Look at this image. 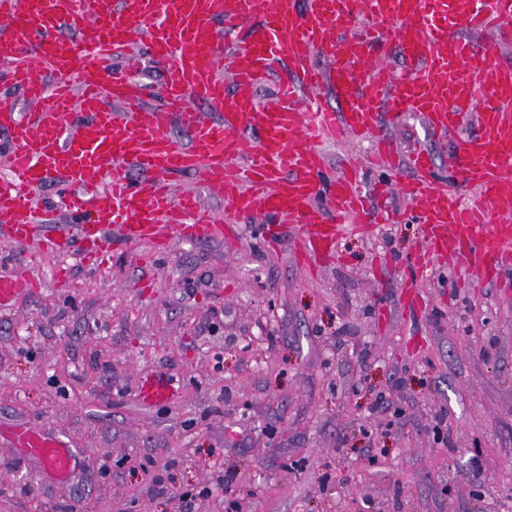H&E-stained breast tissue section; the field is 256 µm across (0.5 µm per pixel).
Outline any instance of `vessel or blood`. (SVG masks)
Returning a JSON list of instances; mask_svg holds the SVG:
<instances>
[{
	"label": "vessel or blood",
	"mask_w": 512,
	"mask_h": 512,
	"mask_svg": "<svg viewBox=\"0 0 512 512\" xmlns=\"http://www.w3.org/2000/svg\"><path fill=\"white\" fill-rule=\"evenodd\" d=\"M241 29L245 38L224 47L223 32ZM491 33L512 36V0H122L117 9L112 0H0V72L23 90L0 93V127L13 133L0 152V231L19 246L82 242L99 270L114 232L161 252L175 237L223 239L210 198L242 217H284L313 268L335 255L340 219L360 231L391 220L359 169L321 184L323 143L370 137L368 167L414 173L400 186L424 227L413 277L434 257L498 279L512 266V63L476 42ZM395 51L399 74L386 63ZM145 52L168 63L154 110L130 76ZM281 56L288 77L276 103L261 104L256 91ZM116 57L124 72L109 69ZM324 92L330 105L317 102ZM409 111L450 138L448 167L477 190L476 203L431 178V152L393 147L385 130ZM187 173L202 192H174L173 177ZM50 182L74 230L43 224L32 193ZM138 392L153 404L168 387L151 378ZM8 440L57 483L77 468L61 438L19 426Z\"/></svg>",
	"instance_id": "vessel-or-blood-1"
}]
</instances>
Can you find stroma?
<instances>
[{"label":"stroma","mask_w":512,"mask_h":512,"mask_svg":"<svg viewBox=\"0 0 512 512\" xmlns=\"http://www.w3.org/2000/svg\"><path fill=\"white\" fill-rule=\"evenodd\" d=\"M388 135L447 179L451 143L419 117ZM390 205L392 223L345 235L314 272L273 218L230 217L223 240L162 254L115 239L100 271L0 236V272L33 283L0 307V429L79 457L62 486L0 437V512H181L149 459L166 484L207 490L198 512H512V287L449 261L411 280L422 228L411 202ZM151 372L176 389L152 407Z\"/></svg>","instance_id":"35a3bbf8"}]
</instances>
